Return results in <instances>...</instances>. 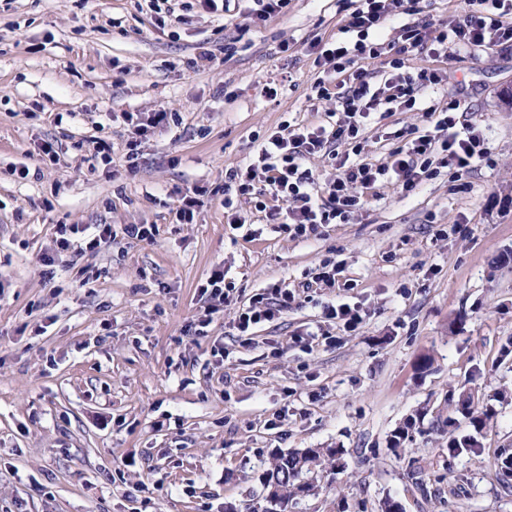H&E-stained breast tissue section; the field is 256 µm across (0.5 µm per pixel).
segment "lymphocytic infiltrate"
Wrapping results in <instances>:
<instances>
[{"mask_svg": "<svg viewBox=\"0 0 512 512\" xmlns=\"http://www.w3.org/2000/svg\"><path fill=\"white\" fill-rule=\"evenodd\" d=\"M469 6L463 20L435 24L421 19L420 0H346L336 38L310 44L317 69L312 91L316 100L334 102L332 121L311 126L281 121L249 163L227 172L225 208L232 211L242 201L252 204L268 223L304 238L318 225L348 223L364 208L367 194L385 184H397L410 193L440 169H450L459 178L475 162L486 159L490 148L478 127L466 119L465 100L449 98L442 108L427 104L425 93L441 85L443 77L438 70L408 65L411 56L441 58L452 47L470 52L512 50V0H469ZM381 57L387 68L377 78L369 64ZM382 105L392 112H422L426 125L389 132L395 146L386 161H361L358 139ZM320 156L336 165L335 178L321 187L310 167L311 160ZM269 196L276 199L275 207L267 206ZM153 230L150 224H126L118 231L109 224H63L56 244L59 251L69 250L71 236L79 234L84 252L94 254L119 236L152 239ZM233 290L220 266L199 285L195 335H206L214 314ZM293 300L288 289L277 286L254 295L237 313L238 331L245 334L272 321Z\"/></svg>", "mask_w": 512, "mask_h": 512, "instance_id": "f902f5d3", "label": "lymphocytic infiltrate"}]
</instances>
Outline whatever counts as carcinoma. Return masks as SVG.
Masks as SVG:
<instances>
[{"label": "carcinoma", "mask_w": 512, "mask_h": 512, "mask_svg": "<svg viewBox=\"0 0 512 512\" xmlns=\"http://www.w3.org/2000/svg\"><path fill=\"white\" fill-rule=\"evenodd\" d=\"M459 399L462 400V407L455 408V411L469 419L474 428H480L483 419L472 411V396L462 394ZM342 455L340 448H307L273 454L262 476L266 492L264 500L267 503L264 512H288V505L298 496V491L305 486L313 488L307 479L308 474H321L339 466ZM271 490L274 495H267Z\"/></svg>", "instance_id": "cac0c4a2"}]
</instances>
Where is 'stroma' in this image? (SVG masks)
I'll return each instance as SVG.
<instances>
[{"instance_id":"stroma-1","label":"stroma","mask_w":512,"mask_h":512,"mask_svg":"<svg viewBox=\"0 0 512 512\" xmlns=\"http://www.w3.org/2000/svg\"><path fill=\"white\" fill-rule=\"evenodd\" d=\"M342 7L291 0L257 26L192 11L161 30L137 0H0V512H262L270 455L306 448L343 449V466L288 512H512V51L411 61L442 71L431 102L466 99L489 143L461 179L445 168L409 196L384 186L305 239L249 204L253 230L232 229L215 192L282 120H324L308 44L335 38ZM205 44L214 60L191 66ZM159 110L175 121L128 163L124 113ZM421 124L378 113L364 155ZM96 136L111 163L90 165ZM194 187L195 219L176 223L175 191ZM61 224L155 232L62 252L67 269L47 279L40 256ZM327 259L332 288L312 281ZM218 265L230 302L192 336L196 287ZM281 283L288 311L239 335V306ZM334 300L361 309L356 331L325 319ZM465 390L481 429L439 427ZM408 423L400 458L391 439ZM470 434L478 452L449 451Z\"/></svg>"}]
</instances>
